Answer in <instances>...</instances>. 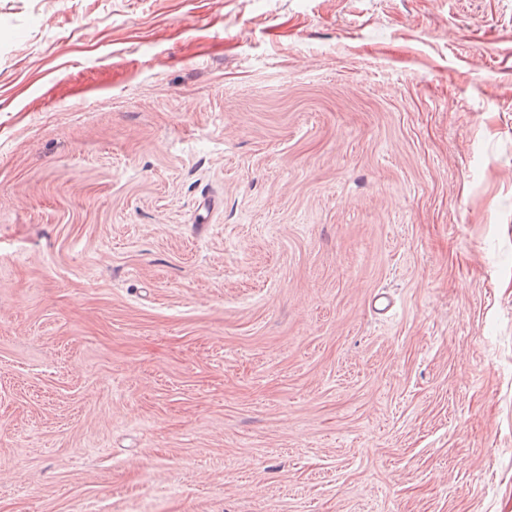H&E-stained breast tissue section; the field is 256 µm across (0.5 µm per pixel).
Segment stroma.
<instances>
[{
	"label": "stroma",
	"instance_id": "stroma-1",
	"mask_svg": "<svg viewBox=\"0 0 512 512\" xmlns=\"http://www.w3.org/2000/svg\"><path fill=\"white\" fill-rule=\"evenodd\" d=\"M0 512H512V0H0Z\"/></svg>",
	"mask_w": 512,
	"mask_h": 512
}]
</instances>
